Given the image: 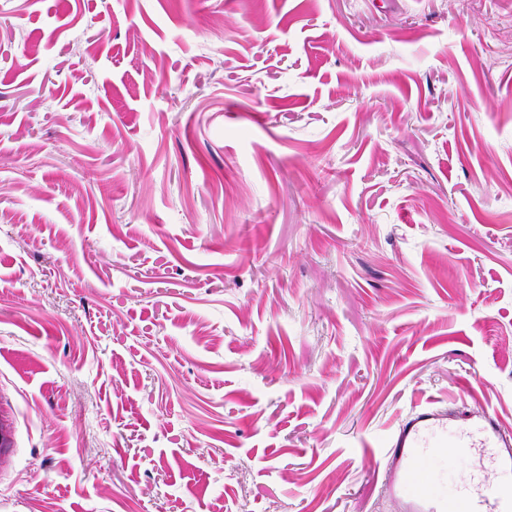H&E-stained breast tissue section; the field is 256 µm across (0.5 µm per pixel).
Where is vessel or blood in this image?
Segmentation results:
<instances>
[{
  "mask_svg": "<svg viewBox=\"0 0 512 512\" xmlns=\"http://www.w3.org/2000/svg\"><path fill=\"white\" fill-rule=\"evenodd\" d=\"M506 435L496 418L478 413L475 422L449 429L448 416L422 409L402 421L386 452L392 462L388 488L415 512H512V457L499 453ZM469 468L447 484L448 458Z\"/></svg>",
  "mask_w": 512,
  "mask_h": 512,
  "instance_id": "vessel-or-blood-1",
  "label": "vessel or blood"
}]
</instances>
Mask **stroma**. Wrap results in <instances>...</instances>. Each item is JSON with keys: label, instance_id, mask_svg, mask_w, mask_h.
Listing matches in <instances>:
<instances>
[{"label": "stroma", "instance_id": "35a3bbf8", "mask_svg": "<svg viewBox=\"0 0 512 512\" xmlns=\"http://www.w3.org/2000/svg\"><path fill=\"white\" fill-rule=\"evenodd\" d=\"M512 433V0H0V512H409ZM474 417V423L453 430H448L447 414L433 409H421L402 421L385 454L393 464L391 495L416 512H511L512 486L506 480L512 460L506 434L490 413H472L468 419ZM499 444L508 455L493 449ZM448 455L469 462L452 488L444 476Z\"/></svg>", "mask_w": 512, "mask_h": 512}]
</instances>
